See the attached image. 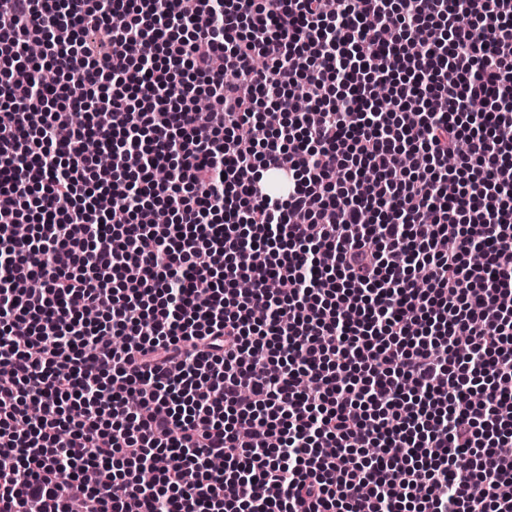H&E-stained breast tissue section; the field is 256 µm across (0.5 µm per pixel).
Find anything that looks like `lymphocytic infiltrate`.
Instances as JSON below:
<instances>
[{
  "label": "lymphocytic infiltrate",
  "mask_w": 512,
  "mask_h": 512,
  "mask_svg": "<svg viewBox=\"0 0 512 512\" xmlns=\"http://www.w3.org/2000/svg\"><path fill=\"white\" fill-rule=\"evenodd\" d=\"M0 512H512V0H0Z\"/></svg>",
  "instance_id": "lymphocytic-infiltrate-1"
}]
</instances>
